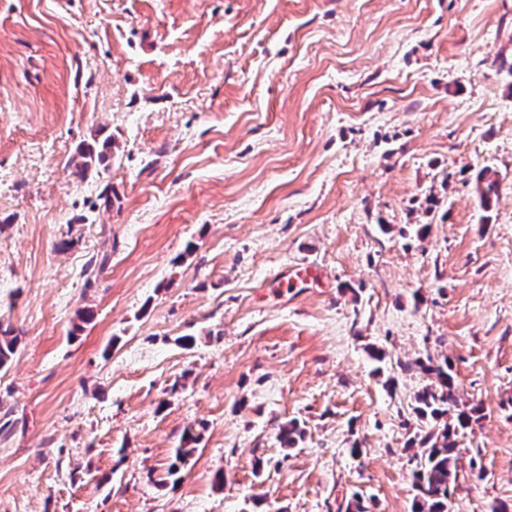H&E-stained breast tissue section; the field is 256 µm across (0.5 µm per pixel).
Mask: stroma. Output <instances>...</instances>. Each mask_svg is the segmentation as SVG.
Returning <instances> with one entry per match:
<instances>
[{
    "label": "stroma",
    "instance_id": "stroma-1",
    "mask_svg": "<svg viewBox=\"0 0 512 512\" xmlns=\"http://www.w3.org/2000/svg\"><path fill=\"white\" fill-rule=\"evenodd\" d=\"M511 62L512 0H0V512H412L429 355L511 506ZM112 149V142L106 141L102 144L101 149L94 145H86L78 152L80 162L77 163L75 174L83 176L92 166H97L104 162L107 158L106 154ZM19 343V336L10 324L0 322V370L4 369L15 355Z\"/></svg>",
    "mask_w": 512,
    "mask_h": 512
}]
</instances>
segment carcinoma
Wrapping results in <instances>:
<instances>
[{
  "label": "carcinoma",
  "mask_w": 512,
  "mask_h": 512,
  "mask_svg": "<svg viewBox=\"0 0 512 512\" xmlns=\"http://www.w3.org/2000/svg\"><path fill=\"white\" fill-rule=\"evenodd\" d=\"M112 142L102 147L86 145L78 152L80 162L75 174L82 176L92 166L106 160ZM477 189L483 206L490 205L496 182L490 179L489 169H482L477 177ZM19 336L9 324L0 322V370L15 355ZM416 368L433 379L416 397L415 412L422 419L433 421V427L410 440L408 448L414 450L413 477L417 490L413 512H452L450 487L456 478L459 432L480 419L481 409L468 408L459 401V388L449 359L420 360Z\"/></svg>",
  "instance_id": "1"
}]
</instances>
